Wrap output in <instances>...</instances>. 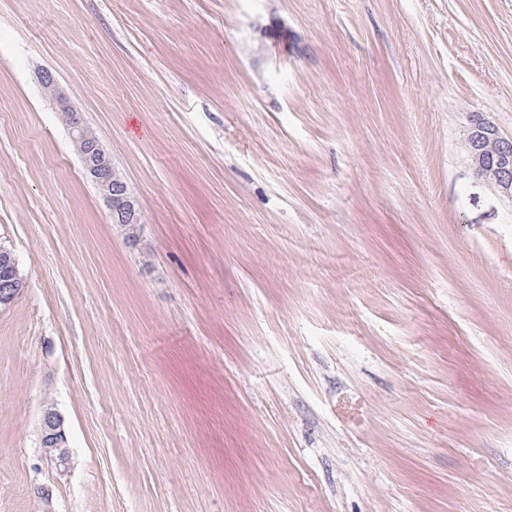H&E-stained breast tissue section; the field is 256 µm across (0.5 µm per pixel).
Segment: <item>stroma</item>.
<instances>
[{"label": "stroma", "mask_w": 512, "mask_h": 512, "mask_svg": "<svg viewBox=\"0 0 512 512\" xmlns=\"http://www.w3.org/2000/svg\"><path fill=\"white\" fill-rule=\"evenodd\" d=\"M474 114L512 135V0H0V512H512V199ZM42 89L56 104L58 116L66 127L83 170L104 199L113 224L121 228L126 244L135 248L143 236L144 224L128 183L112 164L95 131L86 123L83 113L62 92L48 70L39 75ZM466 150L474 173L512 199V136L501 134L483 115H473ZM23 287L24 278L13 256L11 265L6 266L0 273V308L12 305L22 295L25 289ZM39 448L42 455L58 469L66 468L70 461L68 438L64 419L53 405H47L42 414L39 430Z\"/></svg>", "instance_id": "35a3bbf8"}]
</instances>
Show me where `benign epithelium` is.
<instances>
[{"mask_svg":"<svg viewBox=\"0 0 512 512\" xmlns=\"http://www.w3.org/2000/svg\"><path fill=\"white\" fill-rule=\"evenodd\" d=\"M39 82L55 102L58 116L68 131L83 170L104 199L112 223L121 228L126 244L136 247L143 236L144 224L135 197L127 190V181L115 169L83 113L62 92L56 77L46 70L39 75ZM466 150L474 173L512 199V136L501 134L492 121L477 114L471 119ZM23 291L24 278L14 259L0 272V308L12 305ZM39 448L57 468H65L69 464L64 419L52 405L43 410Z\"/></svg>","mask_w":512,"mask_h":512,"instance_id":"obj_1","label":"benign epithelium"}]
</instances>
